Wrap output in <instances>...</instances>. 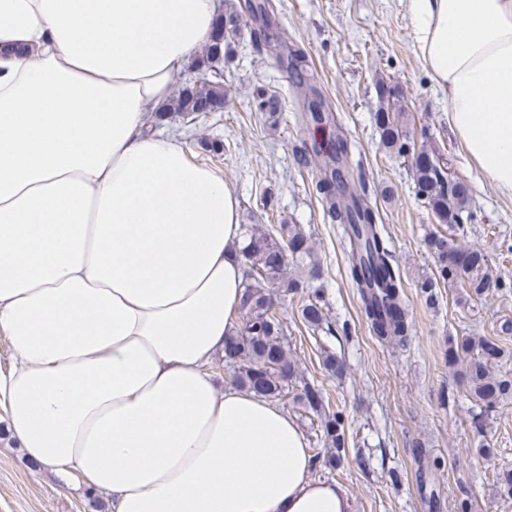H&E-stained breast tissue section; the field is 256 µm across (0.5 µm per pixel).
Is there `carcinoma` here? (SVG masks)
<instances>
[{"label":"carcinoma","instance_id":"carcinoma-1","mask_svg":"<svg viewBox=\"0 0 512 512\" xmlns=\"http://www.w3.org/2000/svg\"><path fill=\"white\" fill-rule=\"evenodd\" d=\"M224 30L235 32L241 15L231 4L218 16ZM224 56V40L213 39L195 63L199 79L179 90L173 111L192 124L206 113L224 109V83L210 75ZM293 75L302 82L308 79L306 55L301 49L291 51ZM281 108L274 94L261 91L257 109L275 112ZM402 108L396 103L375 112V123L384 146L397 154L409 153L410 146L403 136L399 118ZM312 134L311 149L323 156L327 165L342 164L349 171L350 145L340 133L317 134L335 126L332 112L322 101L319 109L297 115ZM418 193L431 208L439 223L458 224L468 208L469 189L466 184L448 179L447 167L435 153L420 151L412 167ZM316 190L321 195L332 221L341 226L347 275L357 289L363 315L371 333L382 344L401 348L407 344L409 324L406 319L404 284L394 256L384 237V228L376 224V216L367 197L343 195L346 188L338 186L337 178L320 179ZM244 242L239 250L243 271L242 301L239 308L241 324L224 346V354L214 363L227 371L233 386L284 405L292 401L305 413L317 418V431L331 449L325 456L315 454L314 461L331 468L342 462L346 448L345 421L342 413L326 407L322 388L304 379L296 361L288 352V327L278 312L279 300L288 295L298 299L301 320L315 330L325 323L319 296H310L305 282L287 276L288 265H305L312 257L310 237L299 224H275L263 229L257 224H245ZM426 246L437 262L438 278L453 288L482 295L507 287L493 274L486 256L479 250L464 248L452 237L435 233ZM501 347L485 337L465 336L448 341L445 360L448 368L468 359L460 371L459 384L481 409L488 413L503 397L512 393V380L496 379L489 370L501 355Z\"/></svg>","mask_w":512,"mask_h":512}]
</instances>
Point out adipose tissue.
<instances>
[{"label": "adipose tissue", "mask_w": 512, "mask_h": 512, "mask_svg": "<svg viewBox=\"0 0 512 512\" xmlns=\"http://www.w3.org/2000/svg\"><path fill=\"white\" fill-rule=\"evenodd\" d=\"M448 125L512 196V0H406ZM216 0H0L6 429L113 512H350L297 423L207 366L236 325L239 202L149 127Z\"/></svg>", "instance_id": "ef3b65f1"}]
</instances>
